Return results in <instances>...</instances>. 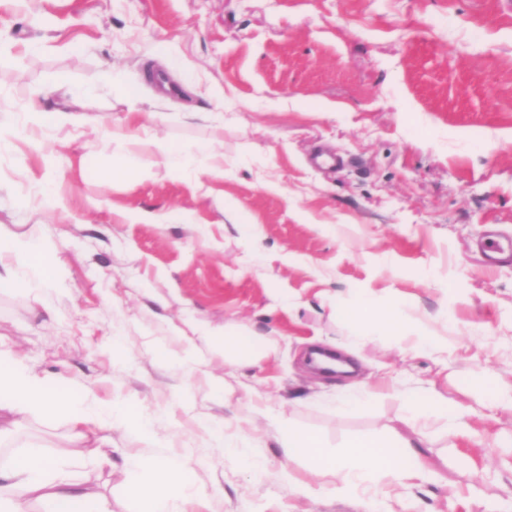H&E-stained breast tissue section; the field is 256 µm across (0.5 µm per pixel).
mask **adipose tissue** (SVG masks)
<instances>
[{
	"label": "adipose tissue",
	"mask_w": 512,
	"mask_h": 512,
	"mask_svg": "<svg viewBox=\"0 0 512 512\" xmlns=\"http://www.w3.org/2000/svg\"><path fill=\"white\" fill-rule=\"evenodd\" d=\"M12 257L18 264L35 270L44 284L55 278L40 248L33 243L0 235V257ZM343 321L358 325L364 332H394L399 319L395 308L380 305L370 295L362 296L340 308ZM67 410L78 444L89 442L96 429L114 423H130L147 428L148 419L134 406H105L91 397L75 398L64 389L51 388L28 372L13 356L0 354V413H39L51 420ZM282 448L287 459L305 461L316 475L337 484L339 490L359 496L375 483H383L388 497L403 498L415 482L424 480L427 470L421 459L412 465L401 464L394 447L407 448L411 442L396 445L368 439L349 441L344 457L328 452L321 436L313 431L282 423ZM151 481L132 478L125 496L136 505V512H182L181 505L191 486L193 466L190 460L171 462L158 459L149 463ZM0 512H113L111 500L75 479L51 458L30 452L0 463Z\"/></svg>",
	"instance_id": "obj_1"
}]
</instances>
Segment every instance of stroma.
Instances as JSON below:
<instances>
[{
	"label": "stroma",
	"mask_w": 512,
	"mask_h": 512,
	"mask_svg": "<svg viewBox=\"0 0 512 512\" xmlns=\"http://www.w3.org/2000/svg\"><path fill=\"white\" fill-rule=\"evenodd\" d=\"M121 73L122 84L112 83ZM62 73L85 96L62 101ZM160 113L153 139L113 127ZM71 112L40 145L0 139V233L58 268L45 285L11 258L0 352L99 402L137 403L149 434L107 429L108 464L70 458L66 415L13 427L0 460L35 448L129 512L131 459L190 457L199 512H365L288 460L268 416L321 434L424 444L431 479L381 512H512V0H0V128ZM224 155V174L175 172L159 143ZM133 165L141 179L113 175ZM373 292L415 334L360 339L338 307ZM275 347L225 377L204 328ZM372 392L354 409L343 391ZM460 407L402 421L407 395ZM249 437L250 470L209 429Z\"/></svg>",
	"instance_id": "obj_1"
}]
</instances>
